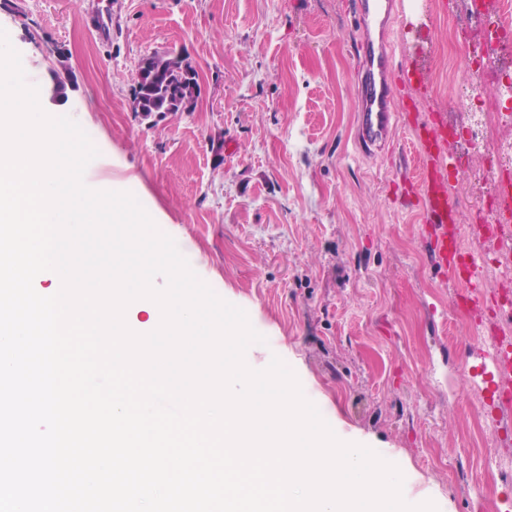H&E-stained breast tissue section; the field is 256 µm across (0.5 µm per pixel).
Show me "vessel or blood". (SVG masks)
Returning <instances> with one entry per match:
<instances>
[{
    "label": "vessel or blood",
    "mask_w": 512,
    "mask_h": 512,
    "mask_svg": "<svg viewBox=\"0 0 512 512\" xmlns=\"http://www.w3.org/2000/svg\"><path fill=\"white\" fill-rule=\"evenodd\" d=\"M431 5L447 9L448 0H358L366 38L362 44L361 78L358 85V135L367 147L382 148L398 129H407L417 147L414 170L400 181L401 195L415 198L427 219L425 243L433 266L449 275L462 301L476 309L496 310L503 322L512 321V304L499 301L478 275L480 256L469 252L463 235L481 236L488 225L498 223L499 211H491L478 223L462 225L459 201L449 192L451 177L461 176L448 145V115L431 111L418 120L421 102L432 95L429 79L415 61L396 63L388 44V30L408 10ZM473 370L480 376L491 402L512 386V340H500L492 354L482 355Z\"/></svg>",
    "instance_id": "1"
}]
</instances>
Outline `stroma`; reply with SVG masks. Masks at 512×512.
Here are the masks:
<instances>
[{
    "instance_id": "1",
    "label": "stroma",
    "mask_w": 512,
    "mask_h": 512,
    "mask_svg": "<svg viewBox=\"0 0 512 512\" xmlns=\"http://www.w3.org/2000/svg\"><path fill=\"white\" fill-rule=\"evenodd\" d=\"M396 51L448 45L457 0ZM112 38L89 25L98 6ZM0 29L47 113L92 131L88 186L133 193L196 274L243 308L337 437L396 464L406 500L478 512L494 443L479 439L476 379L453 284L430 264L423 217L392 185L402 166L356 149L363 37L354 0H0ZM198 72L189 112L143 118V58ZM67 75L64 100L51 99Z\"/></svg>"
}]
</instances>
